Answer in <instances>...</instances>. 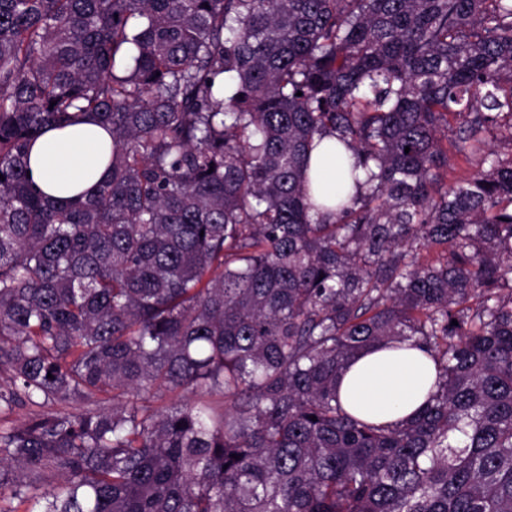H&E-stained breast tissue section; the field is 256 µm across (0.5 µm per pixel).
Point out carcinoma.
<instances>
[{
    "instance_id": "obj_1",
    "label": "carcinoma",
    "mask_w": 512,
    "mask_h": 512,
    "mask_svg": "<svg viewBox=\"0 0 512 512\" xmlns=\"http://www.w3.org/2000/svg\"><path fill=\"white\" fill-rule=\"evenodd\" d=\"M88 114L110 176L57 205L30 146ZM326 134L357 187L331 217L307 176ZM450 151L488 168L449 183ZM405 340L437 365L427 405L347 413V362ZM16 501L512 512V0H0Z\"/></svg>"
}]
</instances>
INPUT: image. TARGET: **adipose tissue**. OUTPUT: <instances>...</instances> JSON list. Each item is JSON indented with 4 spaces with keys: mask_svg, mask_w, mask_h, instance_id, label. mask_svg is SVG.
Instances as JSON below:
<instances>
[{
    "mask_svg": "<svg viewBox=\"0 0 512 512\" xmlns=\"http://www.w3.org/2000/svg\"><path fill=\"white\" fill-rule=\"evenodd\" d=\"M324 138L313 150L309 178L314 192L333 195L343 188V171ZM112 134L94 117L82 124L46 130L30 152L29 172L39 189L64 202L104 180ZM438 378L430 356L416 348L375 346L355 355L336 379L341 405L377 424L398 425L425 405Z\"/></svg>",
    "mask_w": 512,
    "mask_h": 512,
    "instance_id": "1",
    "label": "adipose tissue"
}]
</instances>
